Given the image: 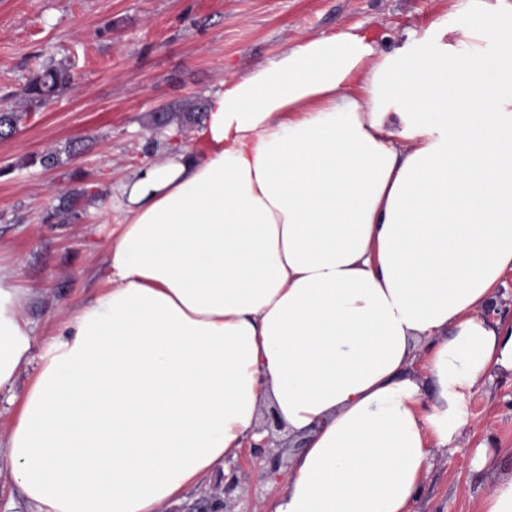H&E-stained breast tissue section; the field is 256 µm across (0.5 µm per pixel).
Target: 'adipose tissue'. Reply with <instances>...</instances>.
Returning a JSON list of instances; mask_svg holds the SVG:
<instances>
[{
  "instance_id": "1",
  "label": "adipose tissue",
  "mask_w": 512,
  "mask_h": 512,
  "mask_svg": "<svg viewBox=\"0 0 512 512\" xmlns=\"http://www.w3.org/2000/svg\"><path fill=\"white\" fill-rule=\"evenodd\" d=\"M192 146L112 189L105 292L38 343L0 267V438L32 512H163L269 404V512H411L473 386L512 371V0L383 49L306 37L214 84ZM428 349L414 374V345ZM33 377V368L25 367L18 379L15 390L16 399L14 403H10L6 395L0 396V436L4 437L15 422L19 411V398L25 391ZM270 444H271V441L268 436H266L259 443H252L250 446L251 454L255 458L267 461L271 470L276 469L281 464V460H282L283 466L281 467L280 470H282L281 475H285V473L288 469V466H289L288 465V454L290 456V451L292 448H289V447L283 448V453L281 456L282 459H281L279 454H273L269 448L273 449L274 452H278L279 450H282V448H272L270 446ZM266 448H268V449H266Z\"/></svg>"
}]
</instances>
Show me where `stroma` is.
I'll list each match as a JSON object with an SVG mask.
<instances>
[{
	"instance_id": "35a3bbf8",
	"label": "stroma",
	"mask_w": 512,
	"mask_h": 512,
	"mask_svg": "<svg viewBox=\"0 0 512 512\" xmlns=\"http://www.w3.org/2000/svg\"><path fill=\"white\" fill-rule=\"evenodd\" d=\"M449 0H0V108L26 117L0 139V264L32 295L25 314L44 338L59 313L103 294V256L123 213L110 199L66 224L45 222L61 196L110 192L165 142L152 114L206 91L288 45L330 29L360 27L395 45L444 17ZM71 64L73 84L54 101L27 104L22 86L46 59ZM86 140L81 157L53 169L29 155ZM488 447L496 464L472 461ZM232 494L237 512H267L274 495L259 463ZM512 472V372L476 384L448 450L431 454L415 512H480L491 485Z\"/></svg>"
}]
</instances>
